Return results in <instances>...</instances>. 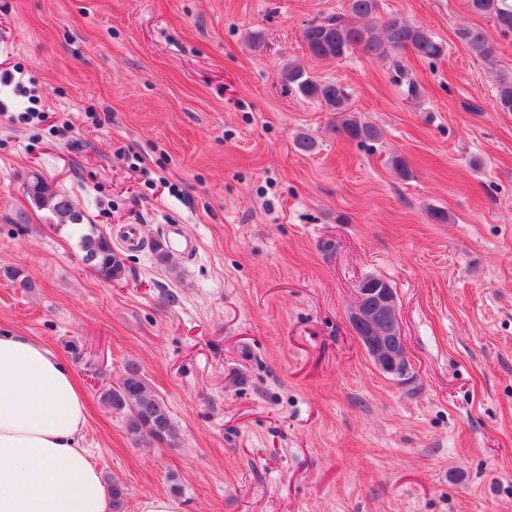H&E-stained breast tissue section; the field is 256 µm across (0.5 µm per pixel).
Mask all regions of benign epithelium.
I'll return each instance as SVG.
<instances>
[{"label":"benign epithelium","mask_w":512,"mask_h":512,"mask_svg":"<svg viewBox=\"0 0 512 512\" xmlns=\"http://www.w3.org/2000/svg\"><path fill=\"white\" fill-rule=\"evenodd\" d=\"M370 304L357 301L349 314V323L367 350L375 367L383 374L403 377L409 371L406 356L396 338L384 335L383 325L397 316L396 297L386 288H369Z\"/></svg>","instance_id":"7a95c632"}]
</instances>
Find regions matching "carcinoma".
<instances>
[{
    "mask_svg": "<svg viewBox=\"0 0 512 512\" xmlns=\"http://www.w3.org/2000/svg\"><path fill=\"white\" fill-rule=\"evenodd\" d=\"M467 6L472 12L492 19L502 34H512V0H467ZM378 12L379 0H347L346 15L352 21L338 16L326 23L311 24L302 32L304 45L311 56L319 59H341L356 47L376 57H390L393 80L406 88L409 97L416 98L420 85L408 74L397 52L408 49L420 58L440 59L447 48L424 27L397 18L381 22ZM455 35L474 56L487 61L492 58L494 46L484 30L463 26ZM286 80L302 95L320 100L328 111L336 113L338 134L363 144L381 139L378 126L361 120L351 110L350 92L342 84L321 82L298 64L288 66ZM495 100L499 111L512 112V76L498 77ZM26 192L36 205L55 214L58 225H79L80 213L73 200L53 190L40 175L31 177ZM80 247L85 262L101 275L110 280L123 277L124 262L112 249V239L84 233L80 236ZM100 401L121 414L127 433L137 441L171 444L178 438L164 400L154 393L133 364L128 365L117 385L101 393Z\"/></svg>",
    "mask_w": 512,
    "mask_h": 512,
    "instance_id": "obj_1",
    "label": "carcinoma"
}]
</instances>
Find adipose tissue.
<instances>
[{
  "mask_svg": "<svg viewBox=\"0 0 512 512\" xmlns=\"http://www.w3.org/2000/svg\"><path fill=\"white\" fill-rule=\"evenodd\" d=\"M86 398L42 343L0 335V512H112L84 446Z\"/></svg>",
  "mask_w": 512,
  "mask_h": 512,
  "instance_id": "adipose-tissue-1",
  "label": "adipose tissue"
}]
</instances>
